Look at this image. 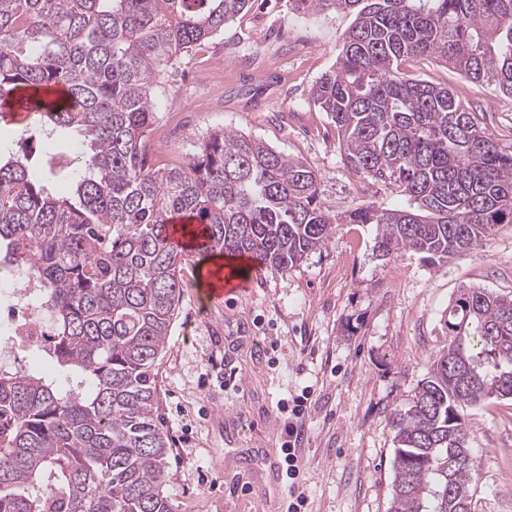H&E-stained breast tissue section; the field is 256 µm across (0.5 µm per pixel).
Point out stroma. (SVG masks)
<instances>
[{"label": "stroma", "mask_w": 512, "mask_h": 512, "mask_svg": "<svg viewBox=\"0 0 512 512\" xmlns=\"http://www.w3.org/2000/svg\"><path fill=\"white\" fill-rule=\"evenodd\" d=\"M351 22L259 0L170 73L178 91L158 102L150 164H179L206 133L228 129L306 162L319 176V204L332 213L369 202L405 206L393 186L346 164L311 96ZM399 70L450 87L512 155V96L435 59ZM75 141L60 136L35 153L34 172L53 195H67L69 182L50 161L70 155ZM377 234L374 224L336 225L326 247L287 273L250 274L244 292L211 303L201 294V260L184 262L186 286L158 369L172 442L163 490L176 512H286L292 486L280 461L290 421L303 431L294 486L306 497L303 512H389L390 415L408 406L447 345L441 315L460 288L512 295V224L439 266L414 252L378 256ZM466 421L478 460L475 512H512V401L468 408Z\"/></svg>", "instance_id": "obj_1"}]
</instances>
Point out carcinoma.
I'll return each mask as SVG.
<instances>
[{
	"instance_id": "carcinoma-1",
	"label": "carcinoma",
	"mask_w": 512,
	"mask_h": 512,
	"mask_svg": "<svg viewBox=\"0 0 512 512\" xmlns=\"http://www.w3.org/2000/svg\"><path fill=\"white\" fill-rule=\"evenodd\" d=\"M257 0H0V124L23 108L27 137L0 156V263L37 285L58 374L0 366V512H173L158 361L182 261L222 254L284 273L326 246L340 218L317 203L303 160L233 130L181 167L148 163L165 75ZM298 14H351L336 67L312 88L341 154L393 184L404 209L372 203L382 257L434 265L512 224V156L452 90L398 72L440 60L512 96V0H288ZM86 149L57 198L32 170L43 131ZM411 405L392 416L390 512H474L467 408L512 400V296L469 287Z\"/></svg>"
}]
</instances>
